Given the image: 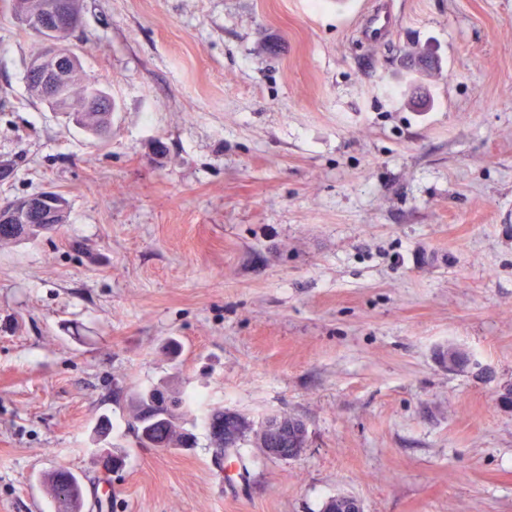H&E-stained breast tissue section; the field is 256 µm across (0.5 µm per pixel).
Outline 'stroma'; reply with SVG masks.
Listing matches in <instances>:
<instances>
[{
  "label": "stroma",
  "instance_id": "35a3bbf8",
  "mask_svg": "<svg viewBox=\"0 0 512 512\" xmlns=\"http://www.w3.org/2000/svg\"><path fill=\"white\" fill-rule=\"evenodd\" d=\"M81 6L105 142L30 94L40 41L0 5V201L67 202L0 248V512H52L58 468L82 512H512V0ZM153 388L199 394L194 447L137 443ZM216 406L297 417L306 446L216 461ZM53 501L55 512H81L83 486L72 471L58 468L48 472L44 478Z\"/></svg>",
  "mask_w": 512,
  "mask_h": 512
}]
</instances>
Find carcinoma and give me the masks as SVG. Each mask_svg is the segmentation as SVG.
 <instances>
[{"instance_id": "obj_1", "label": "carcinoma", "mask_w": 512, "mask_h": 512, "mask_svg": "<svg viewBox=\"0 0 512 512\" xmlns=\"http://www.w3.org/2000/svg\"><path fill=\"white\" fill-rule=\"evenodd\" d=\"M42 0H14L18 12L33 18L32 26L38 24L65 25L69 15L62 4L60 13L44 16L40 10ZM28 89L38 99L47 102L50 107L85 131L99 135L104 128L111 126L114 103L107 94L90 97L86 79L82 71H77V78L70 80L65 86L64 96L51 100L45 97L42 87L34 78H29ZM66 221L65 208L58 209L55 223L41 224L35 220L24 224L6 226L0 224V245L20 242L40 236L56 228ZM128 426L136 439H141L140 432L148 433L150 439L158 441L164 448H192L195 445V435L185 428L186 417L189 414V403L182 398L169 397L159 389H153L147 394H137L130 400L128 406ZM232 413L222 408L214 409L207 417L211 447L214 448L215 459H224V449L239 448L247 440L248 434H254V444L258 448H286L291 441L288 433V418H283L280 431L268 433L264 429H253L245 418H240L238 434L232 439L224 438V420ZM53 501V512H81L83 501V486L81 480L72 471L58 468L48 472L44 478Z\"/></svg>"}]
</instances>
